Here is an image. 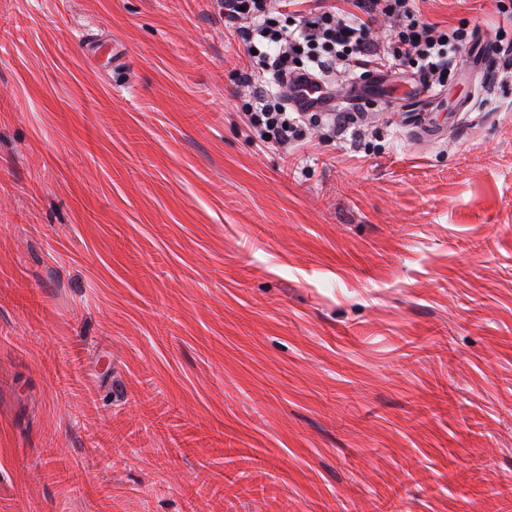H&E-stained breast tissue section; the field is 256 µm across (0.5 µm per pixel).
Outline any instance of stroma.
I'll use <instances>...</instances> for the list:
<instances>
[{"label": "stroma", "mask_w": 512, "mask_h": 512, "mask_svg": "<svg viewBox=\"0 0 512 512\" xmlns=\"http://www.w3.org/2000/svg\"><path fill=\"white\" fill-rule=\"evenodd\" d=\"M420 8L512 42L492 0ZM224 30L220 0H0V512H191L228 445L272 491L224 512H512V76L459 70L433 137L368 104L291 169ZM146 385L208 452L161 466ZM82 53L89 59L97 58L102 55L107 56V61L112 65V59L117 56L116 47L112 44V37L101 34L84 35L79 40Z\"/></svg>", "instance_id": "stroma-1"}]
</instances>
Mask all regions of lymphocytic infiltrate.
I'll return each instance as SVG.
<instances>
[{
  "mask_svg": "<svg viewBox=\"0 0 512 512\" xmlns=\"http://www.w3.org/2000/svg\"><path fill=\"white\" fill-rule=\"evenodd\" d=\"M226 28L241 35L249 52L239 73L245 118L257 139L288 148L353 129L348 112H301L292 101L309 78L336 96L335 74L405 66L425 85H441L462 61L468 34L425 22L418 0H221ZM293 16L281 25V14Z\"/></svg>",
  "mask_w": 512,
  "mask_h": 512,
  "instance_id": "lymphocytic-infiltrate-1",
  "label": "lymphocytic infiltrate"
}]
</instances>
